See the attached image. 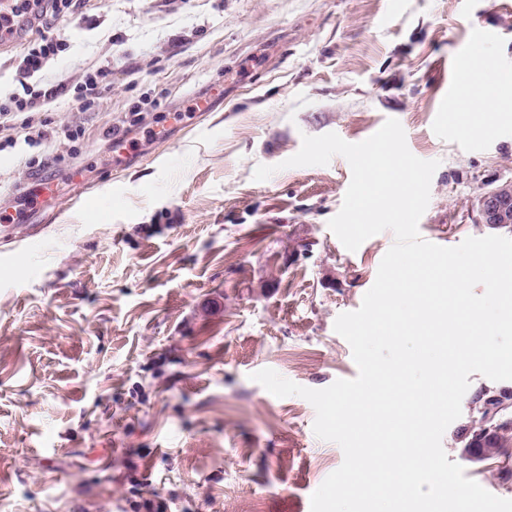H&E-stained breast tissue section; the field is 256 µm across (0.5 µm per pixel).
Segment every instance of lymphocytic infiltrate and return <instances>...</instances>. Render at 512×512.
Listing matches in <instances>:
<instances>
[{"mask_svg":"<svg viewBox=\"0 0 512 512\" xmlns=\"http://www.w3.org/2000/svg\"><path fill=\"white\" fill-rule=\"evenodd\" d=\"M86 0H10L0 7V37L19 38L22 53L15 66L22 84L21 92L0 99V132L5 139L0 144L7 148L24 143L31 148H45L46 122L39 118L42 106L55 99L58 89L53 85L40 88L30 80L40 75L59 53L64 51L62 41L49 37L47 31L63 17L82 10Z\"/></svg>","mask_w":512,"mask_h":512,"instance_id":"lymphocytic-infiltrate-1","label":"lymphocytic infiltrate"}]
</instances>
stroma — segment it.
Here are the masks:
<instances>
[{
    "mask_svg": "<svg viewBox=\"0 0 512 512\" xmlns=\"http://www.w3.org/2000/svg\"><path fill=\"white\" fill-rule=\"evenodd\" d=\"M90 0L50 29L66 51L41 74L63 90L51 129L84 127L44 172L37 247L0 238V512H308L343 462L304 398L252 381L270 368L307 388L358 374L336 318L357 310L394 242L348 251L328 227L348 161L283 168L303 135L366 140L386 119L438 161L422 238L491 235L477 197L512 179V94L494 112L447 103L451 57L472 28L512 74V0ZM109 64L99 107L75 88ZM154 101L114 151L110 128ZM24 145L0 151V212L32 187ZM276 173L256 181L257 165ZM87 182L75 191L70 169ZM449 461L512 499V480Z\"/></svg>",
    "mask_w": 512,
    "mask_h": 512,
    "instance_id": "obj_1",
    "label": "stroma"
}]
</instances>
